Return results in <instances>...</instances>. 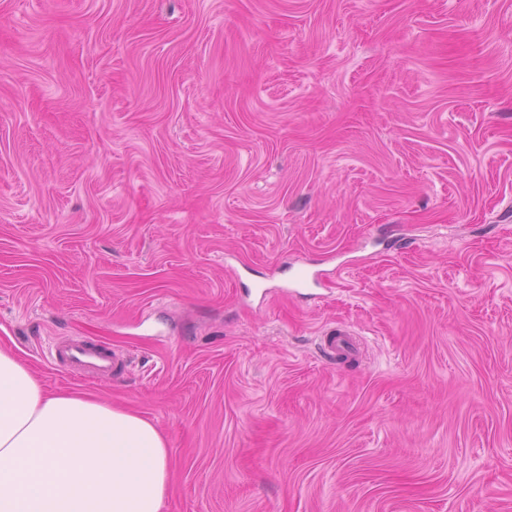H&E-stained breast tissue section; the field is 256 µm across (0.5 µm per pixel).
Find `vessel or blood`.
Segmentation results:
<instances>
[{
    "label": "vessel or blood",
    "instance_id": "1",
    "mask_svg": "<svg viewBox=\"0 0 512 512\" xmlns=\"http://www.w3.org/2000/svg\"><path fill=\"white\" fill-rule=\"evenodd\" d=\"M50 357L56 366L69 374L85 379L98 380L119 371L120 362L109 348L88 338H73L54 345Z\"/></svg>",
    "mask_w": 512,
    "mask_h": 512
}]
</instances>
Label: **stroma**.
<instances>
[{
    "label": "stroma",
    "mask_w": 512,
    "mask_h": 512,
    "mask_svg": "<svg viewBox=\"0 0 512 512\" xmlns=\"http://www.w3.org/2000/svg\"><path fill=\"white\" fill-rule=\"evenodd\" d=\"M0 347L163 512H512V0H0ZM338 337L326 338V341L322 348L324 357L328 359H334L336 357H347L350 356L354 347L351 343L348 335L344 332L339 331ZM52 362L69 374L85 380L112 376L121 365L109 348L89 338H73L54 345L50 351Z\"/></svg>",
    "instance_id": "1"
}]
</instances>
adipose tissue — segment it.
I'll return each mask as SVG.
<instances>
[{"label": "adipose tissue", "instance_id": "1", "mask_svg": "<svg viewBox=\"0 0 512 512\" xmlns=\"http://www.w3.org/2000/svg\"><path fill=\"white\" fill-rule=\"evenodd\" d=\"M169 448L141 415L49 391L0 349V512H162Z\"/></svg>", "mask_w": 512, "mask_h": 512}]
</instances>
